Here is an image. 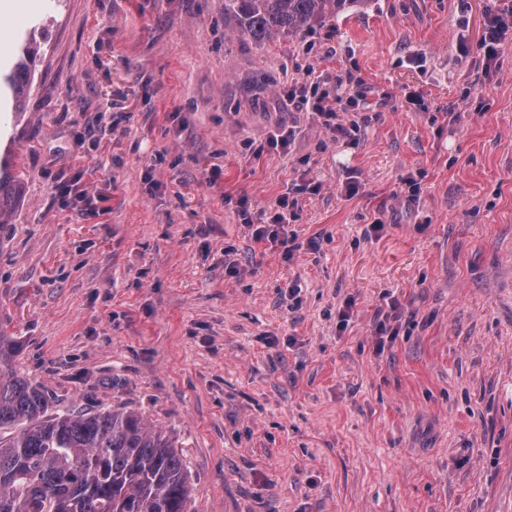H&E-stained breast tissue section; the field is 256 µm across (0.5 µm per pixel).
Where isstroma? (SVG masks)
<instances>
[{
  "label": "stroma",
  "instance_id": "1",
  "mask_svg": "<svg viewBox=\"0 0 512 512\" xmlns=\"http://www.w3.org/2000/svg\"><path fill=\"white\" fill-rule=\"evenodd\" d=\"M499 5L369 0L259 45L224 0H10L0 66L38 50L0 113L25 174L0 224L15 371L58 410L172 432L191 512H512V39L491 67L480 48ZM300 87L358 98L354 140ZM283 197L289 255L252 233Z\"/></svg>",
  "mask_w": 512,
  "mask_h": 512
}]
</instances>
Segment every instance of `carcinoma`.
<instances>
[{"mask_svg": "<svg viewBox=\"0 0 512 512\" xmlns=\"http://www.w3.org/2000/svg\"><path fill=\"white\" fill-rule=\"evenodd\" d=\"M367 0H224L239 33L258 43L299 36ZM27 58L0 75L18 107L32 84ZM0 161V224L9 221L23 174ZM0 333V512H189L188 471L172 434L133 410L51 411L41 386L17 374Z\"/></svg>", "mask_w": 512, "mask_h": 512, "instance_id": "obj_1", "label": "carcinoma"}]
</instances>
